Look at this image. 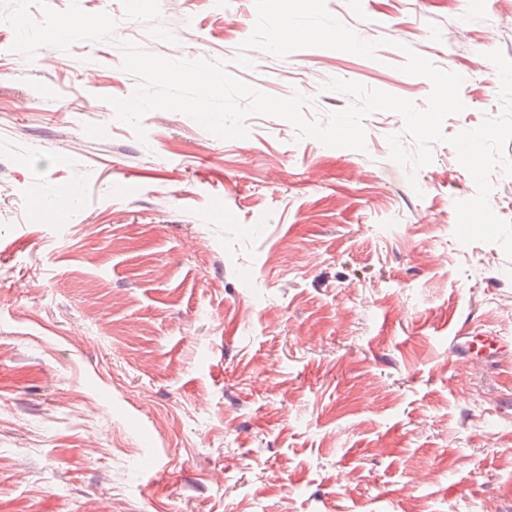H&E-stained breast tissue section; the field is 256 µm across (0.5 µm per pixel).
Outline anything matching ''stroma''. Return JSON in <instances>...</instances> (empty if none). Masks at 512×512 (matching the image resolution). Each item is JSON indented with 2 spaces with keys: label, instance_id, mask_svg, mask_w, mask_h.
I'll return each instance as SVG.
<instances>
[{
  "label": "stroma",
  "instance_id": "1",
  "mask_svg": "<svg viewBox=\"0 0 512 512\" xmlns=\"http://www.w3.org/2000/svg\"><path fill=\"white\" fill-rule=\"evenodd\" d=\"M326 7L375 58L241 65L254 0H0V512H512V259L457 240L477 189L448 142L502 111L486 54L512 58V6ZM124 41L224 61L310 120L349 105L334 78L426 108L406 44L465 109L418 169L387 111L362 153L167 110L141 142L109 103L136 86ZM460 336L502 347L459 358Z\"/></svg>",
  "mask_w": 512,
  "mask_h": 512
}]
</instances>
